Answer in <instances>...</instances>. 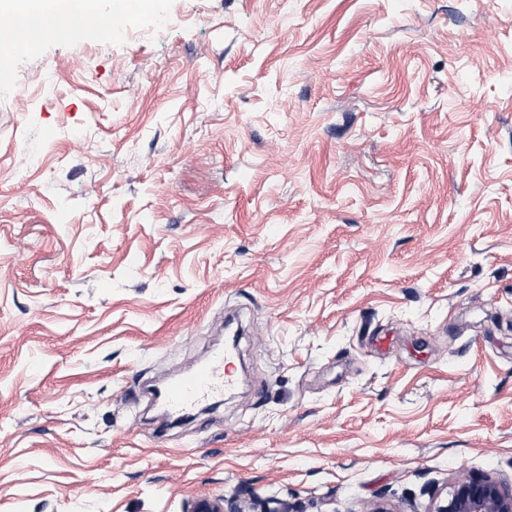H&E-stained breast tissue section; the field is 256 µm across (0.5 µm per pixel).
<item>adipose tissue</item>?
I'll return each instance as SVG.
<instances>
[{
	"label": "adipose tissue",
	"instance_id": "obj_1",
	"mask_svg": "<svg viewBox=\"0 0 512 512\" xmlns=\"http://www.w3.org/2000/svg\"><path fill=\"white\" fill-rule=\"evenodd\" d=\"M98 6V0H0V15L26 22L39 32L64 31L74 22H95Z\"/></svg>",
	"mask_w": 512,
	"mask_h": 512
}]
</instances>
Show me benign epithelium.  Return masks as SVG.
<instances>
[{"label": "benign epithelium", "instance_id": "1", "mask_svg": "<svg viewBox=\"0 0 512 512\" xmlns=\"http://www.w3.org/2000/svg\"><path fill=\"white\" fill-rule=\"evenodd\" d=\"M253 502L252 490L244 487L230 499L201 498L190 512H252ZM428 512H512V482L490 474L461 476L433 498Z\"/></svg>", "mask_w": 512, "mask_h": 512}]
</instances>
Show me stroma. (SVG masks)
Masks as SVG:
<instances>
[{
  "mask_svg": "<svg viewBox=\"0 0 512 512\" xmlns=\"http://www.w3.org/2000/svg\"><path fill=\"white\" fill-rule=\"evenodd\" d=\"M0 65V512L512 478V0H154ZM230 311L248 383L155 434ZM152 0H113L111 3V14L116 11H122L126 16L138 12H146L153 7ZM125 26V16L122 14H112L109 23V29L120 30Z\"/></svg>",
  "mask_w": 512,
  "mask_h": 512,
  "instance_id": "1",
  "label": "stroma"
}]
</instances>
